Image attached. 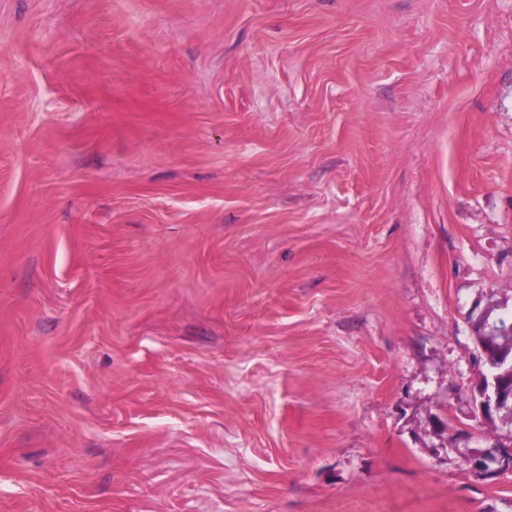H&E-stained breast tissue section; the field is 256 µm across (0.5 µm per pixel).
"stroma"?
Segmentation results:
<instances>
[{
  "label": "stroma",
  "instance_id": "obj_1",
  "mask_svg": "<svg viewBox=\"0 0 512 512\" xmlns=\"http://www.w3.org/2000/svg\"><path fill=\"white\" fill-rule=\"evenodd\" d=\"M512 0H0V512H512ZM484 321L487 324L492 323L499 327L502 333L500 336H489L488 338L486 336H479L482 333V327L484 326L483 322L477 331V345L479 342L489 340V342L495 347V351L499 353H508L510 357L512 352V308L510 310H503L496 313L492 318L488 316ZM507 383H511L512 387V359L509 369L503 370L493 376L488 377V383L485 387L483 378L480 372L477 375L475 390L477 393L476 386H481L482 392L480 393L481 401L479 402L480 410L486 417H493L497 414L499 403L502 397V390ZM468 463L485 475L512 471V448L485 450L469 457Z\"/></svg>",
  "mask_w": 512,
  "mask_h": 512
}]
</instances>
